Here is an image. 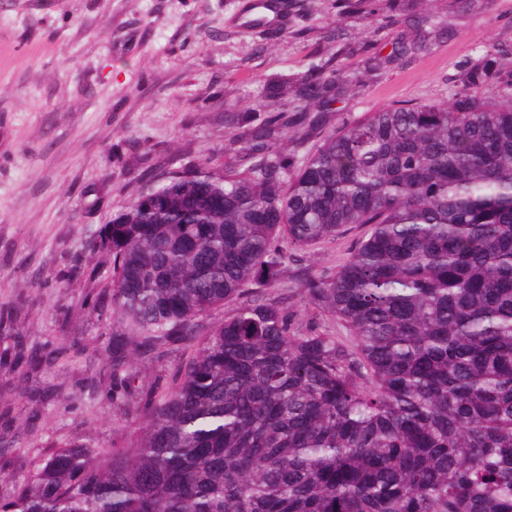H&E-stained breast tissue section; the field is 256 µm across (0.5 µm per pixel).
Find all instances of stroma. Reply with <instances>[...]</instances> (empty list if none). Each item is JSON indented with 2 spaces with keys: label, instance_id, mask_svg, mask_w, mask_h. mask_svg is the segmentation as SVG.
Returning a JSON list of instances; mask_svg holds the SVG:
<instances>
[{
  "label": "stroma",
  "instance_id": "obj_1",
  "mask_svg": "<svg viewBox=\"0 0 512 512\" xmlns=\"http://www.w3.org/2000/svg\"><path fill=\"white\" fill-rule=\"evenodd\" d=\"M0 0V312L29 346L67 361L24 375L0 336V470L26 476L66 441L122 442L101 353L112 320L94 307L97 232L160 170L231 164L267 84L332 60L356 84L331 127L379 107L442 103L487 59L512 54V0ZM371 232L292 250L257 300L286 296L294 329L347 348V324L311 305L303 278L331 277Z\"/></svg>",
  "mask_w": 512,
  "mask_h": 512
}]
</instances>
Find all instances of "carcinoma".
Returning a JSON list of instances; mask_svg holds the SVG:
<instances>
[{
  "label": "carcinoma",
  "instance_id": "cac0c4a2",
  "mask_svg": "<svg viewBox=\"0 0 512 512\" xmlns=\"http://www.w3.org/2000/svg\"><path fill=\"white\" fill-rule=\"evenodd\" d=\"M288 83L301 104L248 127L237 165L152 177L99 231L94 304L116 323L102 366L139 427L0 475V512H512V85L492 103L470 78L449 107L328 131L345 68L314 61ZM294 124L321 136L297 170L273 143ZM352 224L373 231L303 288L357 352L245 299L280 279L288 247ZM186 346L168 382L131 387L134 361ZM13 350L34 364L18 336Z\"/></svg>",
  "mask_w": 512,
  "mask_h": 512
}]
</instances>
